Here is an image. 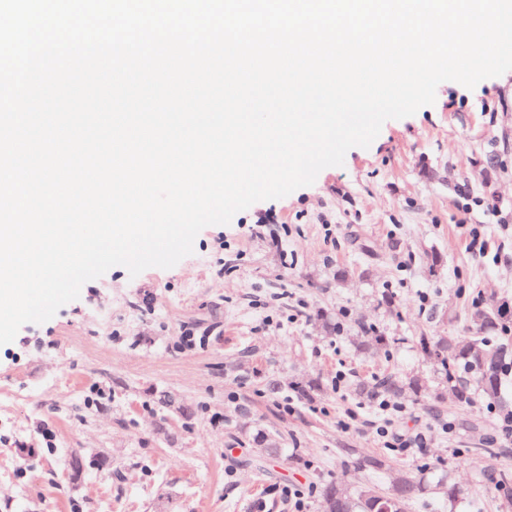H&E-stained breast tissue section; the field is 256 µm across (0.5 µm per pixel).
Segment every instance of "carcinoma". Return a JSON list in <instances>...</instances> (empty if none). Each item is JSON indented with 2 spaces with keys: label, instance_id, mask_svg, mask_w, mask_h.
Segmentation results:
<instances>
[{
  "label": "carcinoma",
  "instance_id": "obj_1",
  "mask_svg": "<svg viewBox=\"0 0 512 512\" xmlns=\"http://www.w3.org/2000/svg\"><path fill=\"white\" fill-rule=\"evenodd\" d=\"M503 307L477 309L469 316L468 335L423 337L419 340L422 352L435 359L441 366L444 382L452 389L457 401L470 404L474 393L485 400L504 403L502 397L503 376L512 366V346L503 341L492 342L487 333L505 323ZM424 380L419 376H386L373 382H361L357 393L365 400H372L378 392L390 398L412 396L419 398ZM158 403L173 414L188 420L193 416L192 407L182 403L172 393L161 394ZM252 443L265 455L282 452L277 441L263 431L250 435ZM439 497L455 501L464 491L442 476L432 482L423 477L417 479L405 473L397 474L386 492L373 485L360 483L348 487L341 482H331L322 490V512H408L410 506L429 490Z\"/></svg>",
  "mask_w": 512,
  "mask_h": 512
}]
</instances>
